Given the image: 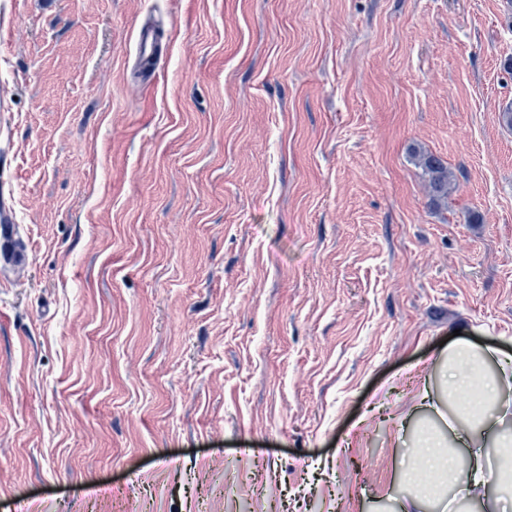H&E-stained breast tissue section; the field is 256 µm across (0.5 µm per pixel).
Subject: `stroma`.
Returning a JSON list of instances; mask_svg holds the SVG:
<instances>
[{"label": "stroma", "instance_id": "35a3bbf8", "mask_svg": "<svg viewBox=\"0 0 512 512\" xmlns=\"http://www.w3.org/2000/svg\"><path fill=\"white\" fill-rule=\"evenodd\" d=\"M509 106L512 0H0V512H394L512 352ZM415 154L418 155L420 165L428 178L429 204L438 207L440 202L448 196L450 183L448 166L441 157L436 155L418 152Z\"/></svg>", "mask_w": 512, "mask_h": 512}]
</instances>
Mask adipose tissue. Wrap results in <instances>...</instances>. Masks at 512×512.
Returning <instances> with one entry per match:
<instances>
[{
	"label": "adipose tissue",
	"mask_w": 512,
	"mask_h": 512,
	"mask_svg": "<svg viewBox=\"0 0 512 512\" xmlns=\"http://www.w3.org/2000/svg\"><path fill=\"white\" fill-rule=\"evenodd\" d=\"M431 363L451 380L449 397H456L468 381L475 387V399L465 411L445 420L444 431L421 434L417 446L437 478L423 489L413 473H404L408 492L399 503V512H421L426 503L435 512H452L453 502L448 497L452 487H481L493 479L498 486L512 488V470L494 472L487 452L491 443L512 444V434L503 428L512 417V401L501 396L502 390L512 389V353L460 339L440 351Z\"/></svg>",
	"instance_id": "1"
}]
</instances>
